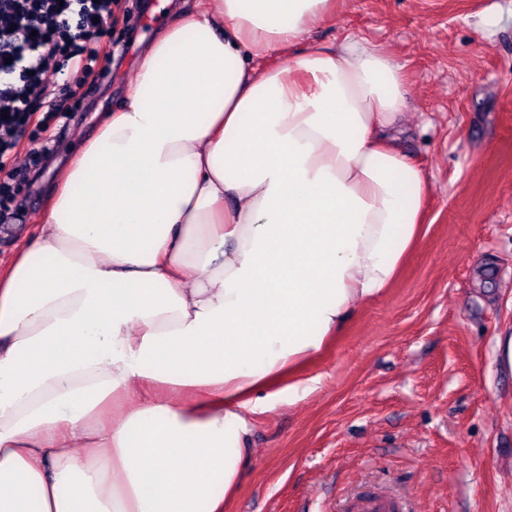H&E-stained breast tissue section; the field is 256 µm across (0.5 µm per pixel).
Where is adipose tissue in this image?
I'll return each mask as SVG.
<instances>
[{
    "label": "adipose tissue",
    "instance_id": "1",
    "mask_svg": "<svg viewBox=\"0 0 512 512\" xmlns=\"http://www.w3.org/2000/svg\"><path fill=\"white\" fill-rule=\"evenodd\" d=\"M332 0H191L0 271V512H224L276 380L381 296L429 181ZM278 64L250 61L251 49Z\"/></svg>",
    "mask_w": 512,
    "mask_h": 512
}]
</instances>
